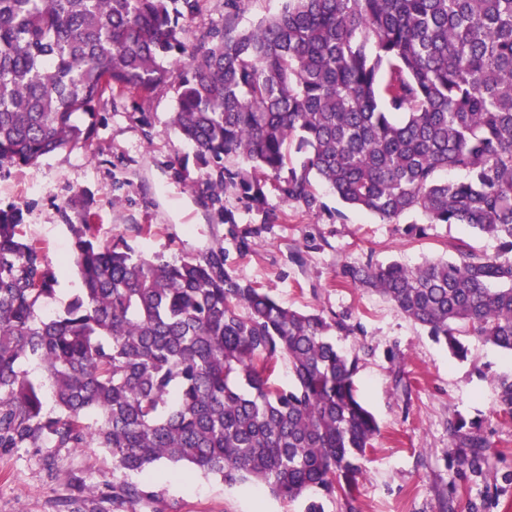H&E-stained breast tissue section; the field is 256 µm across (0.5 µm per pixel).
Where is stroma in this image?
Returning a JSON list of instances; mask_svg holds the SVG:
<instances>
[{
    "label": "stroma",
    "mask_w": 512,
    "mask_h": 512,
    "mask_svg": "<svg viewBox=\"0 0 512 512\" xmlns=\"http://www.w3.org/2000/svg\"><path fill=\"white\" fill-rule=\"evenodd\" d=\"M176 87L149 96L105 94L96 106L97 134L30 167L0 169V209L22 208L21 231L41 247L58 275L57 292L42 314L58 310L78 284L65 258L71 227L81 221L76 197L96 215L101 240L126 241L145 256L176 261L224 250L229 272L267 290L283 305L338 316L350 332L333 341L358 360L357 395L379 432L364 460L359 512H512V421L496 419L500 384L512 381V356L475 336L464 337L467 356L455 358L426 328L402 315L378 293L342 275L349 264L398 261L416 266L455 257L466 241L488 254L499 243L460 224H427L408 232L412 216L388 223L354 209L337 219L340 201L317 185L326 207L309 212L291 203L278 223H261L235 192L224 195L237 221L223 224L191 184L200 177L193 149L167 123ZM152 139H145V129ZM342 209V208H341ZM477 422L492 447L479 469H461L448 424ZM55 456L57 470L45 460ZM112 468L102 448H15L0 451V512H57L86 486L82 512H305V499L283 500L254 484L223 479L166 462L152 468L153 499L135 505L113 500L101 485Z\"/></svg>",
    "instance_id": "stroma-1"
}]
</instances>
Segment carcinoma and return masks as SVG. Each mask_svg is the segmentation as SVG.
I'll use <instances>...</instances> for the list:
<instances>
[{
  "instance_id": "obj_1",
  "label": "carcinoma",
  "mask_w": 512,
  "mask_h": 512,
  "mask_svg": "<svg viewBox=\"0 0 512 512\" xmlns=\"http://www.w3.org/2000/svg\"><path fill=\"white\" fill-rule=\"evenodd\" d=\"M200 2L0 0V168L87 143L108 92L173 83L169 125L202 173L193 189L226 224L229 189L274 224L282 203L322 210L320 182L389 223L417 214L499 241L496 255L461 240L453 260L343 275L457 358L467 334L511 353L512 0H284L250 30L242 0H225L224 23L189 45ZM231 156L244 165L224 166ZM74 205L79 288L45 319L56 270L21 237L22 211L0 210V450L105 448L101 484L122 503L152 498L144 478L166 461L288 500L337 493L355 512L379 427L356 360L331 341L350 327L282 306L233 276L222 249L173 262L102 243ZM282 361L289 388L272 382ZM498 416L512 418V382ZM449 433L459 464L478 468L489 439L462 419Z\"/></svg>"
}]
</instances>
